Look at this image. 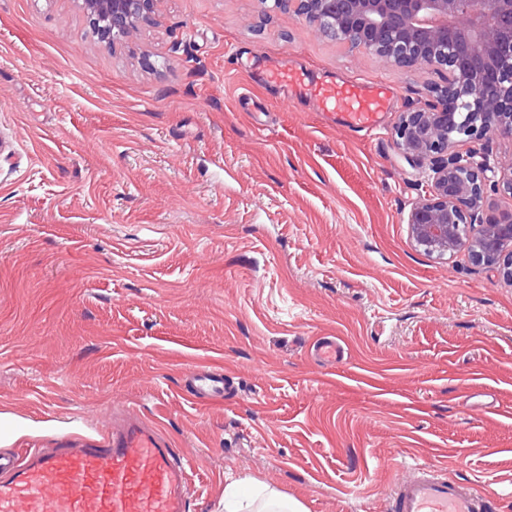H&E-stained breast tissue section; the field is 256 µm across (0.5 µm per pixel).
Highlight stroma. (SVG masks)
I'll list each match as a JSON object with an SVG mask.
<instances>
[{
  "label": "stroma",
  "instance_id": "obj_1",
  "mask_svg": "<svg viewBox=\"0 0 512 512\" xmlns=\"http://www.w3.org/2000/svg\"><path fill=\"white\" fill-rule=\"evenodd\" d=\"M261 10L162 0L109 49L79 0H0V440L97 437L124 403L189 465L191 512H223L230 472L389 512L417 463L512 512V286L414 245L423 174L390 138L445 74ZM262 61L386 82L392 107L350 130ZM326 336L342 363L314 359ZM193 365L223 400H193Z\"/></svg>",
  "mask_w": 512,
  "mask_h": 512
}]
</instances>
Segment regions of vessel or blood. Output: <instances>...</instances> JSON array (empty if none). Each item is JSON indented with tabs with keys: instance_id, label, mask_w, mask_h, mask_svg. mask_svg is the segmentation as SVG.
Here are the masks:
<instances>
[{
	"instance_id": "obj_1",
	"label": "vessel or blood",
	"mask_w": 512,
	"mask_h": 512,
	"mask_svg": "<svg viewBox=\"0 0 512 512\" xmlns=\"http://www.w3.org/2000/svg\"><path fill=\"white\" fill-rule=\"evenodd\" d=\"M265 79L354 129H373L388 107L390 89L378 82L307 84L287 68ZM191 382L201 402L224 396L221 373L204 368ZM191 486V470L168 437L129 409L115 411L111 429L93 441L63 435L22 457L0 450V512H188ZM491 504L475 483L430 464H416L391 493L392 512H490Z\"/></svg>"
}]
</instances>
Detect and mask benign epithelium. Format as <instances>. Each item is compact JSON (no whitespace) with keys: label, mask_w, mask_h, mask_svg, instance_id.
I'll return each instance as SVG.
<instances>
[{"label":"benign epithelium","mask_w":512,"mask_h":512,"mask_svg":"<svg viewBox=\"0 0 512 512\" xmlns=\"http://www.w3.org/2000/svg\"><path fill=\"white\" fill-rule=\"evenodd\" d=\"M308 5L310 25L328 21L355 38L359 48L390 65L441 70L446 83L436 101L402 113L393 146L409 163L425 167L426 188L406 219L416 247L438 258L468 252L471 264L495 270L512 283V207L490 197L512 198V162L488 144L512 140V0H350L351 9L329 17L334 0H296ZM160 0H83L101 21L154 18ZM496 61L487 73L465 68L457 50ZM498 96L482 94L486 77ZM464 144L472 145L465 152Z\"/></svg>","instance_id":"benign-epithelium-1"}]
</instances>
